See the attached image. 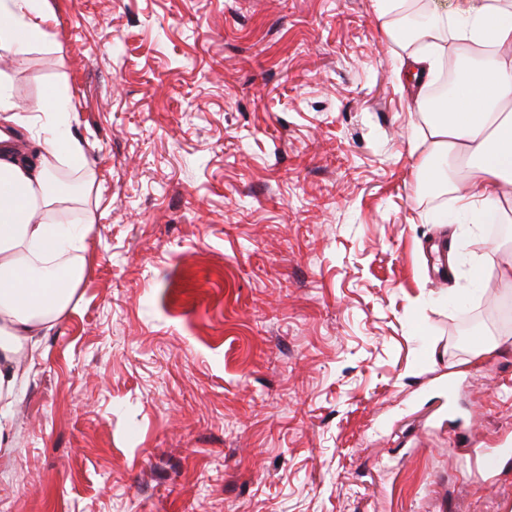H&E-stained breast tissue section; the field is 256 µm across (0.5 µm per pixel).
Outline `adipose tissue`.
Returning a JSON list of instances; mask_svg holds the SVG:
<instances>
[{
  "label": "adipose tissue",
  "instance_id": "1",
  "mask_svg": "<svg viewBox=\"0 0 512 512\" xmlns=\"http://www.w3.org/2000/svg\"><path fill=\"white\" fill-rule=\"evenodd\" d=\"M41 0H0V49L24 61L34 47L52 48ZM453 24L458 77L441 111L430 112L428 84L445 48L406 55L397 72L422 112L432 150L416 157L420 184L433 191L447 184L461 208L494 216L512 211V0H454L435 12ZM0 70V112L30 130L36 147H19L15 134L0 132V446L13 429L18 367L32 359L37 336L71 304L87 271L82 243L96 218L60 235L54 217L70 197L53 191L58 164L88 171L86 150L71 130L75 110L67 88L48 86L26 115L6 88Z\"/></svg>",
  "mask_w": 512,
  "mask_h": 512
}]
</instances>
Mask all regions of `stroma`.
Masks as SVG:
<instances>
[{"instance_id":"obj_1","label":"stroma","mask_w":512,"mask_h":512,"mask_svg":"<svg viewBox=\"0 0 512 512\" xmlns=\"http://www.w3.org/2000/svg\"><path fill=\"white\" fill-rule=\"evenodd\" d=\"M44 11L10 90L67 86L97 224L0 512H512V232L430 220L387 0Z\"/></svg>"}]
</instances>
